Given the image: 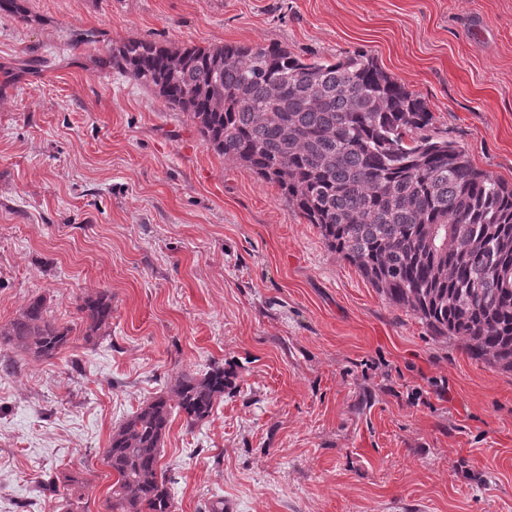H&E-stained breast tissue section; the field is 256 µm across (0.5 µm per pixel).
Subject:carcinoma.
I'll return each instance as SVG.
<instances>
[{
    "mask_svg": "<svg viewBox=\"0 0 512 512\" xmlns=\"http://www.w3.org/2000/svg\"><path fill=\"white\" fill-rule=\"evenodd\" d=\"M24 2L0 0V12L26 20ZM101 63L151 87L189 116L207 147L277 185L331 250L432 335L512 372V182L434 132L424 99L372 55L330 63L274 44L130 40ZM217 95L220 111L210 107ZM78 310L96 333L112 318V298L100 292ZM70 332L36 297L0 326V349L49 359ZM229 385L215 362L125 418L102 454L115 477L108 512H175L159 472L173 413L192 428Z\"/></svg>",
    "mask_w": 512,
    "mask_h": 512,
    "instance_id": "obj_1",
    "label": "carcinoma"
}]
</instances>
